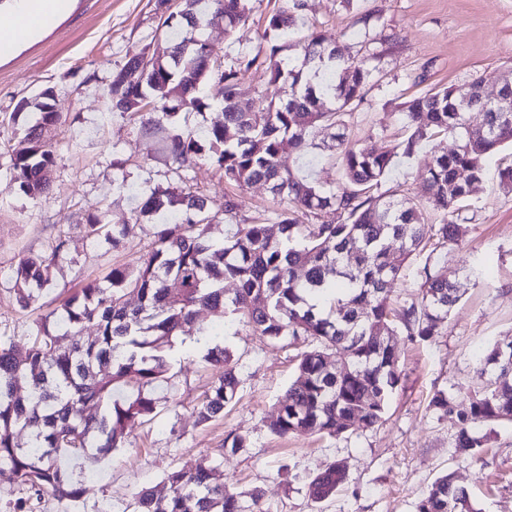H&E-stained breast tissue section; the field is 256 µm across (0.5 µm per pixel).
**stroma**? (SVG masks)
Masks as SVG:
<instances>
[{
    "mask_svg": "<svg viewBox=\"0 0 512 512\" xmlns=\"http://www.w3.org/2000/svg\"><path fill=\"white\" fill-rule=\"evenodd\" d=\"M57 23L34 41L0 58V336L25 349L37 321L87 281H99L113 265L134 262L147 250L157 229L142 224L116 251L104 239L85 237L82 226L96 208L107 224H123L154 187L177 182L161 135L143 132L139 118L113 113L107 91L112 75L137 54L169 46L156 0H62ZM290 0H249L245 23L233 35L224 26L204 27L224 66L265 51L261 34L268 17L288 8ZM338 43L345 54L371 56L374 68L367 91L345 117L350 138L378 149L406 133L401 102L450 84L466 83L476 72L512 73V0H306L294 31L282 36L295 43L306 30ZM52 89L51 105L60 121L54 132L56 164L49 191L23 196L9 173L12 148L34 123L43 89ZM317 145L284 155L283 163L299 177L325 187L339 186L342 168L336 150ZM452 138L422 144L411 158H397L383 190L414 195L435 151L448 152ZM122 167H113V159ZM512 165V150L485 161L482 180L458 216V246L442 251L437 271L455 281L462 293L441 336L423 342L397 337L401 382L379 425L367 431L322 437L307 431L285 437L269 422L295 373L301 344L271 341L232 319L216 320L199 309L197 328L220 338L237 365L240 384L222 418L197 424L192 408L208 389L214 371L192 337L171 352L168 382L160 389L158 414L136 424L127 447L97 465L101 478L84 482L80 510L49 494L0 485V512L25 501L31 512H126L133 492L150 487L165 496L168 471L201 459H220L217 482L238 490L260 489L266 512H415L435 479L455 473L483 512H512V426L488 433L478 457L454 452L456 424L427 408L440 389L466 399L480 355L512 336V193L498 185V172ZM215 217L213 240L227 238L234 225L273 217L280 209L264 184L233 190L224 173L198 162L186 173ZM237 194L239 207L225 216L226 195ZM68 239L69 254L60 261L52 289L39 302L21 309L12 289V269L25 254L45 251L56 236ZM234 433L247 441L239 451L225 449ZM343 462L346 483L331 498L315 502L306 483L331 462Z\"/></svg>",
    "mask_w": 512,
    "mask_h": 512,
    "instance_id": "stroma-1",
    "label": "stroma"
}]
</instances>
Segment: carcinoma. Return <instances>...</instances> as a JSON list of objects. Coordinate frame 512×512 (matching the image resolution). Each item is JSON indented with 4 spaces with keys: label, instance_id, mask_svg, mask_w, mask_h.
Here are the masks:
<instances>
[{
    "label": "carcinoma",
    "instance_id": "cac0c4a2",
    "mask_svg": "<svg viewBox=\"0 0 512 512\" xmlns=\"http://www.w3.org/2000/svg\"><path fill=\"white\" fill-rule=\"evenodd\" d=\"M207 2L212 18L230 35L248 16V0H185L181 31L168 54L150 56L146 86L132 87L117 73L108 89L112 111L137 116L147 131L166 134L168 158L176 171L206 160L240 188L262 182L284 208L275 212L280 237L268 223L238 224L232 236L212 240L215 220L205 200L189 187L157 188L125 224L88 216V237L103 236L112 250L125 248L140 217L161 224L150 247L133 265L114 266L106 285L90 281L41 318L25 350L0 337V483L24 486L40 496L51 493L77 502L81 483L66 458L80 455L95 465L125 447L130 429L157 413L156 389L169 371L168 350L195 323L197 308L270 340L309 343L298 355L296 375L270 423L280 437L299 431L336 436L369 430L382 420L388 399L400 382L396 345L390 336L430 341L440 334L461 294L433 265L441 249L457 243L454 220L484 161L504 145L512 146V112H486L473 126L454 86L433 89L401 105L409 135L383 150L346 137V109L363 98L372 79L365 56H345L312 31L299 42L301 65L281 58L279 33L296 25L288 10L273 14L262 38L268 52L243 57L239 66L264 67L273 92L266 108L241 107L235 69L218 78L222 107L209 126L194 135L174 121L180 110L210 107L198 95L213 77L214 48L198 32L193 8ZM58 114L42 105L38 122L14 149L9 170L21 193L35 198L48 189L43 171L54 167L56 151L49 133ZM331 132L340 150L344 182L336 188L304 181L282 165L288 151L303 152L315 130ZM442 134L457 140L448 153H436L419 191L412 197L377 193L397 155L412 156L419 145ZM442 213L438 224L425 223L424 206ZM328 211L347 215L345 224H305ZM68 240L57 237L48 251L21 258L12 271L13 291L22 309L30 308L54 283ZM423 256L417 297L391 298L390 285L405 276L408 263ZM177 281L180 288L169 287ZM236 284L233 295L224 282ZM135 296L133 307L129 297ZM94 328L83 343L76 334ZM71 343H62V337ZM342 355L337 370L332 357ZM215 376L195 409L196 422L224 415L240 384L236 365L224 348L208 350ZM26 386V394L19 388ZM429 408L455 416V454L474 457L484 446L483 428L512 425V338L491 346L479 359L468 403L436 391ZM29 436L27 445L17 440ZM215 466L203 460L170 471V493L144 488L132 496L131 512H265L262 494L239 492L232 483L213 482ZM347 477L335 461L308 482L311 499L336 493ZM416 512H481L452 473L436 478Z\"/></svg>",
    "mask_w": 512,
    "mask_h": 512
}]
</instances>
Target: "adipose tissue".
Here are the masks:
<instances>
[{
    "instance_id": "1",
    "label": "adipose tissue",
    "mask_w": 512,
    "mask_h": 512,
    "mask_svg": "<svg viewBox=\"0 0 512 512\" xmlns=\"http://www.w3.org/2000/svg\"><path fill=\"white\" fill-rule=\"evenodd\" d=\"M58 0H9L0 21V55H8L40 35L58 19Z\"/></svg>"
}]
</instances>
